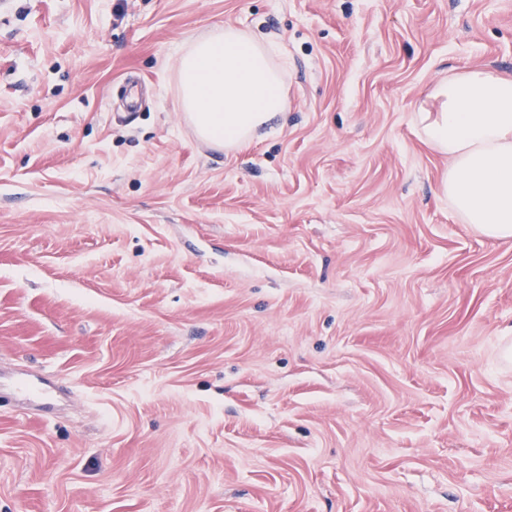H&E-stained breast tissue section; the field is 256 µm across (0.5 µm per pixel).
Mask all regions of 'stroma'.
<instances>
[{"label":"stroma","instance_id":"35a3bbf8","mask_svg":"<svg viewBox=\"0 0 512 512\" xmlns=\"http://www.w3.org/2000/svg\"><path fill=\"white\" fill-rule=\"evenodd\" d=\"M288 53L284 121L184 118L179 53ZM512 76V0H13L0 13V512H512V238L413 117Z\"/></svg>","mask_w":512,"mask_h":512}]
</instances>
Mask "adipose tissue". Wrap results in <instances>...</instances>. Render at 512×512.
Returning a JSON list of instances; mask_svg holds the SVG:
<instances>
[{
  "mask_svg": "<svg viewBox=\"0 0 512 512\" xmlns=\"http://www.w3.org/2000/svg\"><path fill=\"white\" fill-rule=\"evenodd\" d=\"M279 44L218 27L178 60L182 103L202 138L218 147L246 143L287 111ZM420 109L418 133L448 158L441 190L462 223L494 239L512 237V78L473 68L449 76Z\"/></svg>",
  "mask_w": 512,
  "mask_h": 512,
  "instance_id": "adipose-tissue-1",
  "label": "adipose tissue"
}]
</instances>
